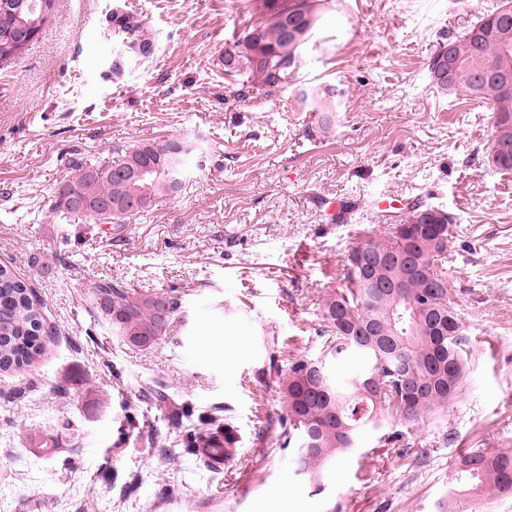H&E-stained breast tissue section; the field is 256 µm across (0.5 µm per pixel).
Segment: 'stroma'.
<instances>
[{
    "label": "stroma",
    "mask_w": 512,
    "mask_h": 512,
    "mask_svg": "<svg viewBox=\"0 0 512 512\" xmlns=\"http://www.w3.org/2000/svg\"><path fill=\"white\" fill-rule=\"evenodd\" d=\"M502 3L326 0L286 85L243 97L215 58L261 21V0H57L26 52L0 63V193H12L0 262L54 333L34 365L0 372V512H438L459 456L512 448V174L483 161L491 112L441 93L428 70ZM116 8L142 20L146 56L117 36ZM305 87L336 91L327 134H308L319 115L299 102ZM171 139L199 160L179 196L106 232L50 213L73 161ZM379 192L389 209L373 208ZM338 195L356 202L350 222L323 223L315 200ZM418 203L456 219L469 378L446 412L408 428V449L367 434L317 492L274 429L288 361L320 355L319 307L355 228L389 236ZM103 277L178 296L180 322L159 345L124 344L85 309ZM155 381L172 397L160 410ZM216 415L239 436L222 469L186 446Z\"/></svg>",
    "instance_id": "obj_1"
}]
</instances>
